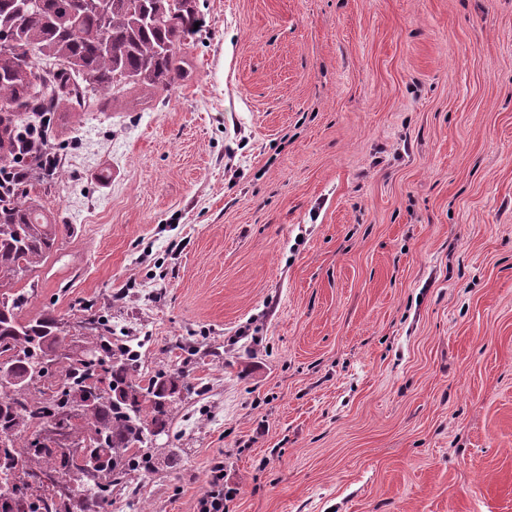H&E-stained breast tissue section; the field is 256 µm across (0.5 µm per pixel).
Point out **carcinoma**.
Segmentation results:
<instances>
[{
	"instance_id": "obj_1",
	"label": "carcinoma",
	"mask_w": 512,
	"mask_h": 512,
	"mask_svg": "<svg viewBox=\"0 0 512 512\" xmlns=\"http://www.w3.org/2000/svg\"><path fill=\"white\" fill-rule=\"evenodd\" d=\"M198 21L195 0H0V41L20 52L0 54V103L13 106L0 112V165L18 172L10 187H0V432L14 448V469L51 460L49 451H28L29 436L48 414L82 402L100 382L98 370L110 369L107 402L82 410L71 429L112 457V466L93 480L76 469L58 471L44 512H105L115 486L150 468L153 443L166 428L155 398L187 387L178 373L143 374L139 351L113 342L112 319L96 313L72 325L75 335L94 338L90 359L73 354L46 374L40 369L43 355L74 343L57 334L56 316L23 313L38 271L58 250L57 225L40 202L61 175L56 122L62 112H85L121 93L143 106L188 78L179 51ZM102 35L112 39L110 48ZM57 372L62 381L49 395L45 382Z\"/></svg>"
}]
</instances>
